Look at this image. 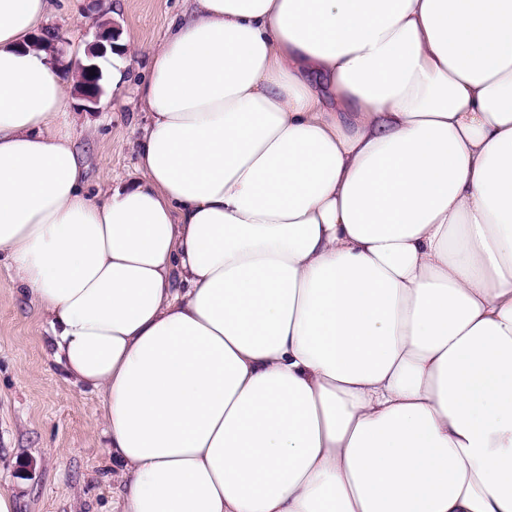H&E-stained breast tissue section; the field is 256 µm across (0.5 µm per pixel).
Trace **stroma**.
<instances>
[{
	"instance_id": "stroma-1",
	"label": "stroma",
	"mask_w": 512,
	"mask_h": 512,
	"mask_svg": "<svg viewBox=\"0 0 512 512\" xmlns=\"http://www.w3.org/2000/svg\"><path fill=\"white\" fill-rule=\"evenodd\" d=\"M113 11L94 14L90 0H54L66 18L71 54L86 58L97 26L135 32L145 46L157 45L185 0H111ZM101 94L86 107L71 89L67 122L87 165V188L103 176L137 179L136 140L148 122L133 86L112 88V59L97 61ZM47 324L21 295L0 259V491L13 495L16 512H118L120 475L107 452L101 422L102 397L75 384L53 362Z\"/></svg>"
}]
</instances>
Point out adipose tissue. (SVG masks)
I'll use <instances>...</instances> for the list:
<instances>
[{
  "mask_svg": "<svg viewBox=\"0 0 512 512\" xmlns=\"http://www.w3.org/2000/svg\"><path fill=\"white\" fill-rule=\"evenodd\" d=\"M91 193L0 0V251L122 512H512V0H189Z\"/></svg>",
  "mask_w": 512,
  "mask_h": 512,
  "instance_id": "1",
  "label": "adipose tissue"
}]
</instances>
